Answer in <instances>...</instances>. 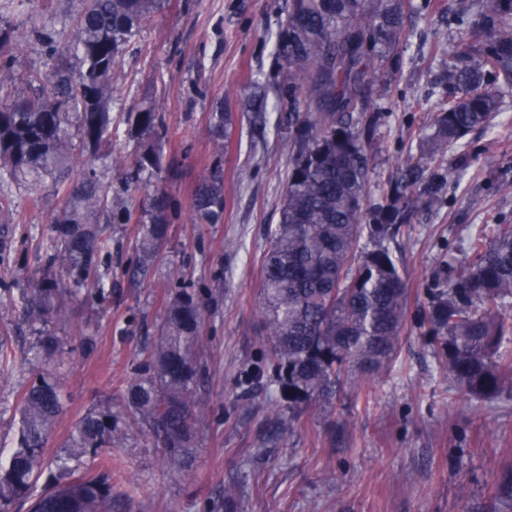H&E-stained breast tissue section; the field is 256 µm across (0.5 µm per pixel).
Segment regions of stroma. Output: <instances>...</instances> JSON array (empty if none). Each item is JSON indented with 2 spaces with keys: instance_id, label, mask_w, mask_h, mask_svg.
Here are the masks:
<instances>
[{
  "instance_id": "obj_1",
  "label": "stroma",
  "mask_w": 512,
  "mask_h": 512,
  "mask_svg": "<svg viewBox=\"0 0 512 512\" xmlns=\"http://www.w3.org/2000/svg\"><path fill=\"white\" fill-rule=\"evenodd\" d=\"M421 0H405L401 43L374 64L372 103L386 118L372 147L367 203L378 202L395 178L419 130L448 100L444 66L434 58L438 30L447 28L458 0H439L433 13ZM63 24L78 0H27L12 15L21 49L6 84H21L43 67L45 49L31 29L44 4ZM288 0H164L130 38L112 75V141L93 162L112 187L119 209L112 222V293L89 306L74 299L65 318L49 323L61 340L67 367V412L50 439L59 455L75 423L101 402L119 401L136 354L152 340L177 282L208 304L212 415L200 434L188 473L167 470L156 448L128 434L114 466L116 489L131 492L145 512H224V483L242 486L240 512H512V392L477 401L449 393L448 379L420 325L427 290L450 257L460 256L481 224H512V97L488 127L472 131L470 164L458 154L430 164L426 195L404 236L391 249L409 288L408 313L395 363L368 385L347 387L333 401L306 409L288 438H268L270 392L256 388L249 407L237 401V382L263 354L259 311L267 229L278 223L288 166L295 151L280 121L296 79L278 51L277 34ZM163 103L162 168L153 185L178 204L171 242L145 279H132L135 222L144 190L123 188L114 156L134 158L141 140L128 113ZM223 113V153H215L211 127ZM224 177V212L216 223L191 220L195 190L213 170ZM17 221L0 224V336L13 341L16 364L0 385V442L12 437L21 392L40 371L38 334L15 302L46 265L40 241L49 232L57 200L50 188H7ZM237 252H228L227 241ZM181 278H173V270Z\"/></svg>"
}]
</instances>
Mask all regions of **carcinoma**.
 I'll return each instance as SVG.
<instances>
[{
    "label": "carcinoma",
    "mask_w": 512,
    "mask_h": 512,
    "mask_svg": "<svg viewBox=\"0 0 512 512\" xmlns=\"http://www.w3.org/2000/svg\"><path fill=\"white\" fill-rule=\"evenodd\" d=\"M25 0H0V70L8 71L20 43L5 26ZM162 0H81L69 26L45 22L34 36L46 48V70L28 74L29 89L6 91L0 103V183L34 188L51 184L58 200L49 234L40 243L46 267L21 294L23 317L41 325L43 369L13 413L11 448L0 456V512L29 503V512H134L131 495L112 489V454L99 470V451L121 448L136 430L159 449L173 473L189 471L198 436L209 419L202 391L208 373L206 303L180 288L169 299L153 340L138 353L122 392V409L87 411L72 430L64 454L44 456L67 409L65 373L56 361L59 339L46 330L65 316L73 298L106 293L98 259L112 247V190L94 168L69 182L71 164L112 140V68L136 28ZM458 41L439 34L436 49L448 57V101L432 131L399 176L366 206L372 135L384 114L371 105L374 58L404 34L403 0H290L278 45L288 69L306 89L288 94V136L297 146L288 170L279 223L270 229L260 283L263 365L240 379L238 398L251 400L268 375L286 404L273 409L275 434L286 437L302 409L336 389L372 381L397 358L408 305L407 282L388 243L410 223L422 202L416 189L425 164L464 150L465 138L489 126L512 94V0H463L453 18ZM162 104L128 115L142 137L130 163L144 185L162 165ZM12 197L0 190V224L15 223ZM173 203L155 188L147 195L132 247L135 267L148 270L163 256ZM224 211V182L214 170L197 187L193 214L213 224ZM372 247L356 254L362 234ZM474 260L447 263L444 278L428 290L423 325L427 345L455 389L475 398L512 386V225L484 224L468 243ZM10 337L0 336V380L15 367ZM241 486L224 483V512H239Z\"/></svg>",
    "instance_id": "carcinoma-1"
}]
</instances>
